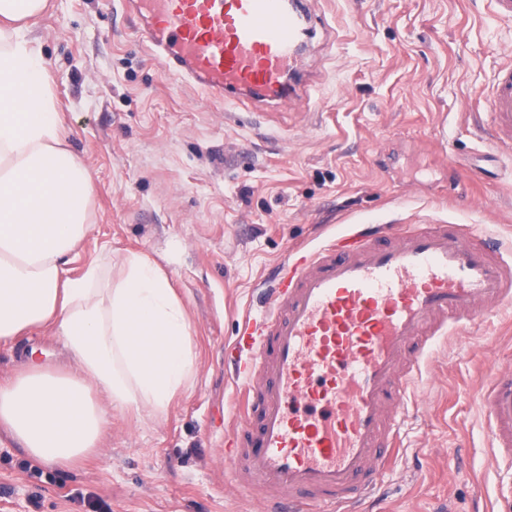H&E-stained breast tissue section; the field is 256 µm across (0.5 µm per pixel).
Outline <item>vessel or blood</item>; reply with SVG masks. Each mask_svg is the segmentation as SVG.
<instances>
[{
  "mask_svg": "<svg viewBox=\"0 0 512 512\" xmlns=\"http://www.w3.org/2000/svg\"><path fill=\"white\" fill-rule=\"evenodd\" d=\"M139 38L163 71L213 101H276L292 87L311 17L288 0H124ZM484 171L512 152V62L486 100ZM512 308V258L468 224L404 225L384 240L354 224L276 265L263 313H247L224 347V373L245 411H260V444L224 433L236 480L261 488L266 512H349L380 487L408 436L407 390L437 336L493 305ZM496 459L505 462L501 512H512V369L477 395Z\"/></svg>",
  "mask_w": 512,
  "mask_h": 512,
  "instance_id": "vessel-or-blood-1",
  "label": "vessel or blood"
}]
</instances>
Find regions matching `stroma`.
<instances>
[{
    "instance_id": "stroma-1",
    "label": "stroma",
    "mask_w": 512,
    "mask_h": 512,
    "mask_svg": "<svg viewBox=\"0 0 512 512\" xmlns=\"http://www.w3.org/2000/svg\"><path fill=\"white\" fill-rule=\"evenodd\" d=\"M315 30L297 71L313 101L219 104L165 73L119 0H48L32 24L70 147L95 188L71 274L102 252L140 253L169 276L196 369L168 410L112 407L82 463L49 469L0 432V512H265L224 465L234 390L224 344L285 249L351 224H470L512 245V156L462 169L483 147L471 115L512 61V21L490 0H305ZM51 332L0 342V381ZM512 365V318L484 315L440 337L409 404L372 512H495L501 465L476 394Z\"/></svg>"
}]
</instances>
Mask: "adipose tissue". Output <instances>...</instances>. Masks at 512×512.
I'll use <instances>...</instances> for the list:
<instances>
[{"instance_id":"ef3b65f1","label":"adipose tissue","mask_w":512,"mask_h":512,"mask_svg":"<svg viewBox=\"0 0 512 512\" xmlns=\"http://www.w3.org/2000/svg\"><path fill=\"white\" fill-rule=\"evenodd\" d=\"M46 0H0V340L51 330L75 365L25 353L0 382V428L24 456L70 466L111 418L96 399L164 414L195 368L186 308L148 257L67 266L90 232L94 187L67 146L45 66L22 20Z\"/></svg>"}]
</instances>
